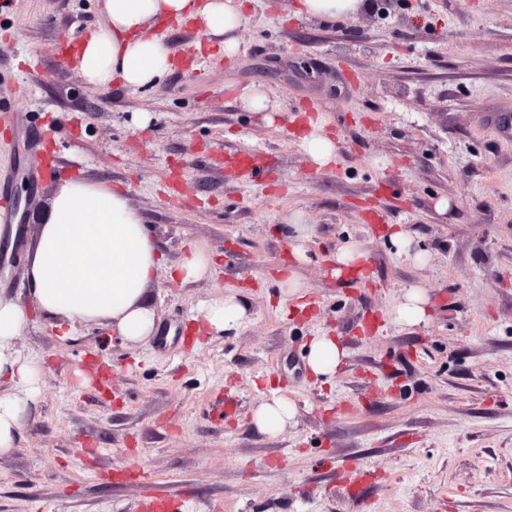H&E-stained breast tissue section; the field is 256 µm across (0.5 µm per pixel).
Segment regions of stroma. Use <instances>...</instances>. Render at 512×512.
I'll return each mask as SVG.
<instances>
[{
  "instance_id": "35a3bbf8",
  "label": "stroma",
  "mask_w": 512,
  "mask_h": 512,
  "mask_svg": "<svg viewBox=\"0 0 512 512\" xmlns=\"http://www.w3.org/2000/svg\"><path fill=\"white\" fill-rule=\"evenodd\" d=\"M295 2L245 0L231 57L193 54L196 30L165 23L176 65L159 83L92 89L66 48L98 0H0V297L35 305L27 256L63 167L124 190L166 267L193 241L217 258L189 286L159 270L160 332L136 348L96 323L59 340L34 314L16 346L41 363V395L0 456V512L158 497L177 512H512V0H397L345 21ZM256 89L274 121L247 109ZM315 116L337 146L321 170L299 140ZM227 153L263 156L265 177ZM296 215L301 262L280 231ZM393 224L422 261L397 258ZM352 242L361 281L333 274ZM412 285L427 315L407 326L391 311ZM223 294L245 320L192 329ZM324 333L347 356L315 381L307 346ZM274 393L297 415L265 434L252 411Z\"/></svg>"
}]
</instances>
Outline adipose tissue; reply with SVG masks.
I'll return each mask as SVG.
<instances>
[{
  "label": "adipose tissue",
  "mask_w": 512,
  "mask_h": 512,
  "mask_svg": "<svg viewBox=\"0 0 512 512\" xmlns=\"http://www.w3.org/2000/svg\"><path fill=\"white\" fill-rule=\"evenodd\" d=\"M99 9L101 21L74 50L82 76L93 88L119 83L140 89L156 84L172 67L158 20L193 24L231 55L245 5L243 0H100ZM214 265L212 254L195 244L167 269L171 280L187 286L209 276ZM160 267L157 246L125 191L69 180L57 185L26 278L35 310L61 339H71L77 323H109L135 346L156 329L147 289ZM30 312L0 298V455L15 449L22 420L39 393L40 365L16 348ZM345 357L336 337L322 335L312 339L306 363L320 379L336 373Z\"/></svg>",
  "instance_id": "1"
}]
</instances>
